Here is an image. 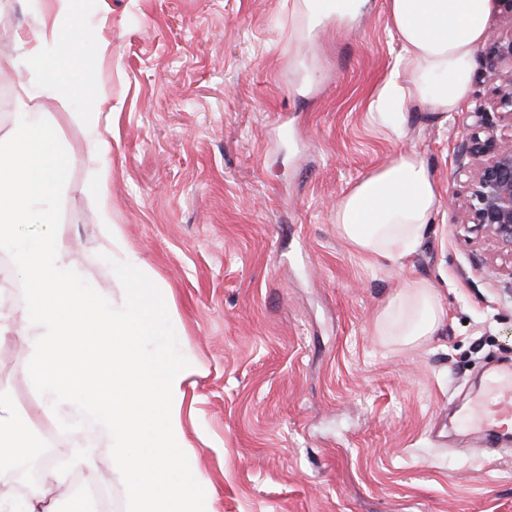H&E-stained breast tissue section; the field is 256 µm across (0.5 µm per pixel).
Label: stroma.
<instances>
[{
    "instance_id": "35a3bbf8",
    "label": "stroma",
    "mask_w": 512,
    "mask_h": 512,
    "mask_svg": "<svg viewBox=\"0 0 512 512\" xmlns=\"http://www.w3.org/2000/svg\"><path fill=\"white\" fill-rule=\"evenodd\" d=\"M94 41L59 58L67 88L94 66L112 100V221L162 309L150 350L190 360L181 422L206 512H512V438L484 448L464 417L512 366V293L490 276L489 242L441 206L397 267L354 252L334 209L400 152L419 154L443 194L463 195L457 155L496 85L476 60L473 93L442 117L411 106L402 134L370 104L398 52L386 0L308 32L296 0H77ZM39 0H0V51ZM64 152L57 216L25 224L72 247L83 287L120 307L85 157L87 129L47 111ZM408 278L440 289L447 321L424 347L375 321ZM29 349L0 338V389L38 415ZM71 486L20 484L0 499Z\"/></svg>"
}]
</instances>
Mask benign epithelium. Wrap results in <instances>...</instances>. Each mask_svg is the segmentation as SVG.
<instances>
[{"mask_svg": "<svg viewBox=\"0 0 512 512\" xmlns=\"http://www.w3.org/2000/svg\"><path fill=\"white\" fill-rule=\"evenodd\" d=\"M486 70L499 81L492 109L498 120L512 126V39L490 36L482 51ZM488 112L473 113L477 131L466 136L459 149L460 165L469 194L463 203L450 198L449 207L461 211V223L482 231L501 253L512 257V136L498 133Z\"/></svg>", "mask_w": 512, "mask_h": 512, "instance_id": "7a95c632", "label": "benign epithelium"}]
</instances>
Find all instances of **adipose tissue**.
I'll use <instances>...</instances> for the list:
<instances>
[{
  "label": "adipose tissue",
  "instance_id": "ef3b65f1",
  "mask_svg": "<svg viewBox=\"0 0 512 512\" xmlns=\"http://www.w3.org/2000/svg\"><path fill=\"white\" fill-rule=\"evenodd\" d=\"M73 0H44L35 27L18 37L0 67L24 72L16 94L24 104L16 133L0 140V250L11 253L24 280L25 301L0 309V337L16 322L35 331L28 372L53 410L76 421H91L101 434L114 469L125 476L131 512H197L199 471L186 464L183 437V385L194 363L152 356L138 340L155 335L160 307L135 272L134 261L120 267L127 286L123 312H113L90 289L80 287L79 263L69 249L50 237L19 239L22 224H51L61 191L63 164L54 129L34 122L41 110L32 87H39L62 113L92 126L86 156L99 170L95 195L101 220L109 228L104 251L123 248L119 225L112 222L110 140L94 124L111 101L92 81L79 85L93 98L91 112L72 109L52 75V53L69 45L60 27ZM492 0H387V24L400 50L381 86L373 117L401 130L404 109L429 104L434 111H460L473 92L475 53L488 34ZM441 205V192L425 161L400 153L350 187L336 204L338 233L358 254L399 264L424 239ZM446 319L440 292L429 281L406 280L377 323V332L397 344L418 347L436 335ZM30 420L21 418L9 395L0 393V461L25 459L43 447Z\"/></svg>",
  "mask_w": 512,
  "mask_h": 512
}]
</instances>
